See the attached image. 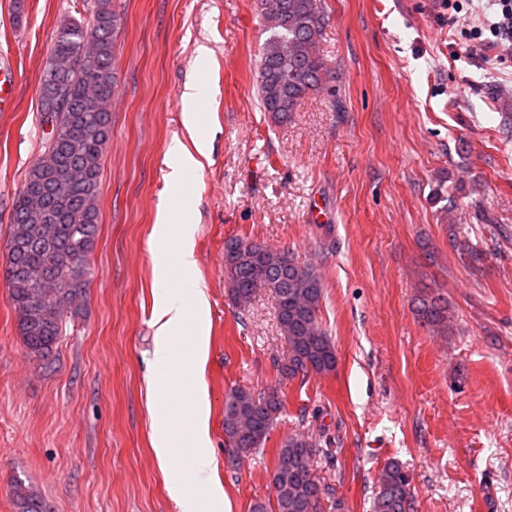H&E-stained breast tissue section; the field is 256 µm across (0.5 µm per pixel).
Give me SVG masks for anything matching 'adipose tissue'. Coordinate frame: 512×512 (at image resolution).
I'll return each mask as SVG.
<instances>
[{"mask_svg": "<svg viewBox=\"0 0 512 512\" xmlns=\"http://www.w3.org/2000/svg\"><path fill=\"white\" fill-rule=\"evenodd\" d=\"M154 231L158 240L170 246L175 253L178 267L186 272L187 277L179 290H172L167 262H159L154 277V288L157 297L156 323L157 342L150 370V383L155 400H165L169 393V385L177 369L173 360L175 344L185 338L193 339L198 353H205L207 345L206 327L204 322L205 298L188 274L196 260L192 245L193 225H185L179 241H172L167 222L155 225ZM194 417L196 429L194 438L197 448L190 461V475L171 474L169 494L175 501L178 512H204L201 492L209 488L211 481L208 476L210 468L209 439L207 433L208 414L200 401H193L188 408Z\"/></svg>", "mask_w": 512, "mask_h": 512, "instance_id": "ef3b65f1", "label": "adipose tissue"}]
</instances>
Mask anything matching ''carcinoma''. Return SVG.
I'll list each match as a JSON object with an SVG mask.
<instances>
[{
  "label": "carcinoma",
  "mask_w": 512,
  "mask_h": 512,
  "mask_svg": "<svg viewBox=\"0 0 512 512\" xmlns=\"http://www.w3.org/2000/svg\"><path fill=\"white\" fill-rule=\"evenodd\" d=\"M261 11L268 37L262 47L257 91L263 110L278 119L295 111L308 93L323 89L330 73L314 50L327 15L322 0H274ZM118 15L113 0H94L86 21L60 20L39 78L40 116L54 118L39 158L29 168L15 201L6 270L8 299L28 355L45 363L62 333L64 316L76 311L92 277L87 257L100 223L98 200L104 153L112 135L108 103L116 89L114 37ZM280 43L292 54H277ZM241 238L224 242V269L232 299L254 297L259 288L273 298L290 378L336 370L335 345L317 312L323 288L316 269L260 241L240 252ZM451 243L465 259L480 252L458 230ZM425 324L448 328V302L419 300ZM284 407L276 391L262 397L235 387L224 396V444L230 459L264 450ZM317 445L304 435L288 437L277 449L271 482L275 504L256 503L252 512H318L330 489L315 475ZM15 512H49L40 493L21 480L13 485ZM372 512H414L411 478L397 460L381 474Z\"/></svg>",
  "instance_id": "cac0c4a2"
}]
</instances>
